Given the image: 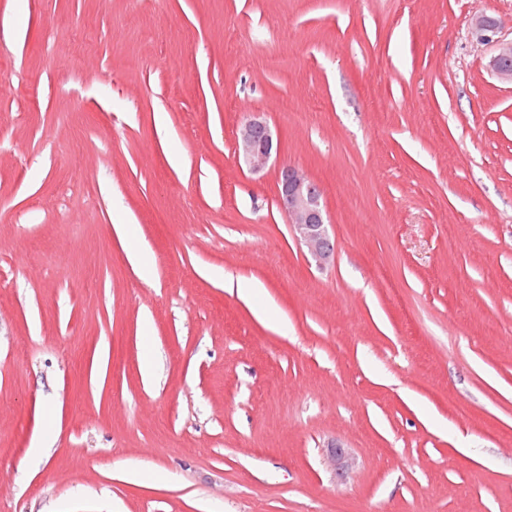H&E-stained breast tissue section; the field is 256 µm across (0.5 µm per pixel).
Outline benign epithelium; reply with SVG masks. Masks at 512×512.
<instances>
[{"mask_svg": "<svg viewBox=\"0 0 512 512\" xmlns=\"http://www.w3.org/2000/svg\"><path fill=\"white\" fill-rule=\"evenodd\" d=\"M477 39L495 44V54L490 58L491 71L500 79L512 82V41L494 39L497 23L487 16H480L474 24ZM281 134L272 127L260 112H254L240 125L235 142L239 165L249 171H263L272 156L280 154ZM277 198L281 209L288 215L295 236L306 246L311 256L327 261L334 251L328 233L327 211L321 188L298 168L284 165L279 171Z\"/></svg>", "mask_w": 512, "mask_h": 512, "instance_id": "1", "label": "benign epithelium"}]
</instances>
